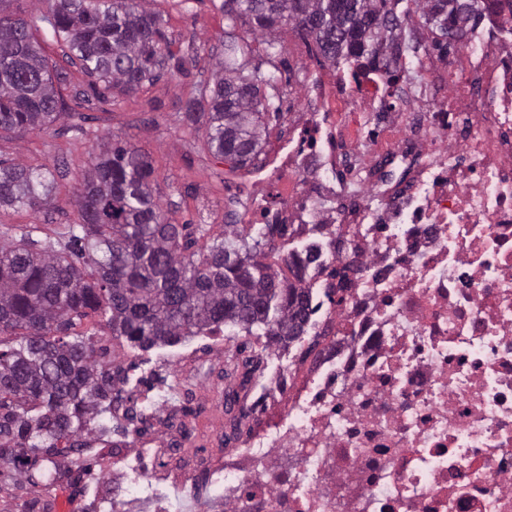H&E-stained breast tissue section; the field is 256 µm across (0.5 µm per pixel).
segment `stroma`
Instances as JSON below:
<instances>
[{
	"instance_id": "1",
	"label": "stroma",
	"mask_w": 512,
	"mask_h": 512,
	"mask_svg": "<svg viewBox=\"0 0 512 512\" xmlns=\"http://www.w3.org/2000/svg\"><path fill=\"white\" fill-rule=\"evenodd\" d=\"M222 0H142L146 10L160 13L170 49L182 57L181 69L166 72L130 94L112 93L97 98L90 79L79 66L66 62L62 46L42 30L37 38L49 64L66 75L60 87L62 115L52 125L25 134L0 136V160L33 168H49L55 178L53 200L39 211L0 209V243L10 242L22 228L37 226L39 237L55 236L78 223L80 185L93 159L104 145L119 142L147 153L154 168L153 194L175 224L204 226L207 236L224 233V196L244 192L239 171L230 169L210 153L203 124L190 121L186 103L197 88L213 84L224 63ZM239 42L248 44L252 63L277 78L273 99L301 103L296 75L305 62L321 59L315 45L305 44L291 27L279 29L282 49L267 56L261 37L249 26L235 30ZM33 471L39 485L25 478L0 476V501L19 502L44 498L68 487L66 474L55 473L46 462Z\"/></svg>"
}]
</instances>
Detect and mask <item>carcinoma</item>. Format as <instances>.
Listing matches in <instances>:
<instances>
[{"label": "carcinoma", "mask_w": 512, "mask_h": 512, "mask_svg": "<svg viewBox=\"0 0 512 512\" xmlns=\"http://www.w3.org/2000/svg\"><path fill=\"white\" fill-rule=\"evenodd\" d=\"M0 0V130L28 132L61 115L51 71L35 36L37 22L50 27L64 56L80 62L101 99L112 91L138 90L168 71L174 58L162 15L139 8L138 0H46L48 9L26 24ZM403 0H223L224 76L198 90L186 112L205 119L206 143L216 157L234 159L231 169L262 152L263 115L273 106L261 94L276 77L248 68L246 51L233 40L238 24L265 37L268 56L278 52L273 34L290 26L313 41L322 56L354 79L379 72L400 77V45L410 10ZM423 23L447 37L468 24L493 0H411ZM150 156L113 144L96 157L79 196L80 223L55 239L31 232L0 245V333L20 331L17 345L0 348V475L17 456L34 453L54 465L69 456L61 442L82 434L89 420L109 412L110 379L99 368L92 344L82 336L56 337L53 326L67 316L100 312L112 335L148 351L176 346L206 331L230 326L267 345L304 334L309 289L302 271L311 252L289 254L293 279L263 262L275 228L224 231L204 251L192 246L189 225L173 224L150 186ZM54 190L48 170L0 161V207L47 204ZM92 262L88 281L80 264Z\"/></svg>", "instance_id": "1"}]
</instances>
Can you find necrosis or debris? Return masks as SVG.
I'll list each match as a JSON object with an SVG mask.
<instances>
[{"label":"necrosis or debris","instance_id":"4bbe7bcc","mask_svg":"<svg viewBox=\"0 0 512 512\" xmlns=\"http://www.w3.org/2000/svg\"><path fill=\"white\" fill-rule=\"evenodd\" d=\"M486 18L449 56L415 43L412 82L305 69L224 220L318 247L309 336L222 403L220 336L178 356L204 382L115 395L111 484L36 512H512V11Z\"/></svg>","mask_w":512,"mask_h":512}]
</instances>
